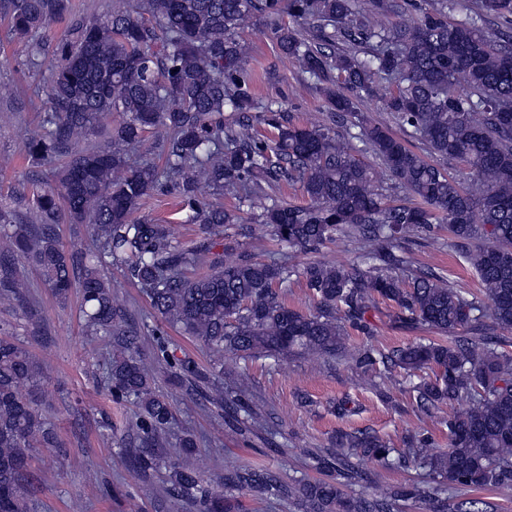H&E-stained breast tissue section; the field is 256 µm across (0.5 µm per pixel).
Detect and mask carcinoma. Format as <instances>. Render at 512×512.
Returning <instances> with one entry per match:
<instances>
[{
	"label": "carcinoma",
	"mask_w": 512,
	"mask_h": 512,
	"mask_svg": "<svg viewBox=\"0 0 512 512\" xmlns=\"http://www.w3.org/2000/svg\"><path fill=\"white\" fill-rule=\"evenodd\" d=\"M0 15L30 60L46 57L43 30L68 19L52 50L47 86L35 87L44 116L27 139V155L48 167L56 188L32 192L35 222L0 208V255L31 260L45 284L64 298L80 288L87 327L112 338L108 376L117 397L135 403L143 419L132 427L130 461L139 470L166 465L153 448L173 421L169 402L155 393L156 367L140 356L141 330L116 303L107 276L117 265L143 288L167 326L198 338L227 384L210 389L224 422L241 433L262 427L241 403L246 367L257 357L343 353L347 328L371 335L367 314L376 299L392 302L397 319L442 335L381 349L366 341L353 353L371 376H434L413 385L417 407L444 405L448 449L412 435L398 450L369 432L336 436V454L317 453L330 478L285 482L267 468H224V490L294 498L306 512H399L422 499L432 512H486L479 499L448 509V487L512 495V352L491 329L512 328V35H496L485 18L512 23V0H478L477 14L448 21V0H431L412 22L401 0H140L133 10L74 14L70 0H0ZM267 22L281 55L313 80L329 122L297 125L285 104L252 90L242 39L248 20ZM374 103L410 129L409 138L372 122ZM231 117L224 118V113ZM121 116L103 145H80L88 132ZM351 118L342 135L336 120ZM161 142L139 154L145 135ZM361 143L406 195L399 200L374 178L375 166L356 157ZM455 161L470 184L448 174ZM240 203L267 201L258 221L279 246L313 253L342 236L368 247L344 266L308 261L301 267L262 261L247 251L212 252L185 245L166 224L134 218L143 199L161 190L178 200L210 237L251 225L219 203L199 198L200 184ZM297 184L305 206L279 198ZM481 225H475V213ZM91 224L92 242L67 252L57 225ZM432 224L448 225V246L465 252L486 309L432 268H411L406 244ZM88 256L80 276L75 257ZM304 281L316 300L304 313L288 307L275 286ZM25 282L0 261V301L23 300ZM152 352L168 361L163 332L151 330ZM171 380L196 387L206 376L191 360L172 366ZM39 367L12 335L0 334V512H30L23 477L35 446L51 448L55 434L39 409ZM425 470L421 484H397L380 496H347L343 488L368 481L357 461ZM172 490L204 512H235L224 495L206 489L189 462L169 468Z\"/></svg>",
	"instance_id": "1"
}]
</instances>
